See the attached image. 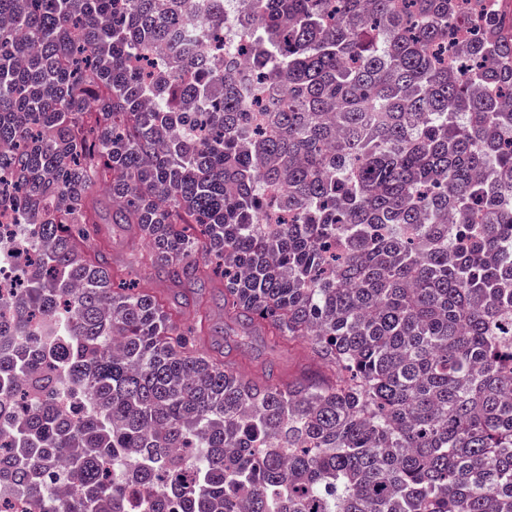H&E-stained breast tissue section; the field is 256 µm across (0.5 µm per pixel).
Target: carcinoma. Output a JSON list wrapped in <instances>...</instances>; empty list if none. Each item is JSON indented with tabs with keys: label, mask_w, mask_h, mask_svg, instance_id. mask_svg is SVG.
Listing matches in <instances>:
<instances>
[{
	"label": "carcinoma",
	"mask_w": 512,
	"mask_h": 512,
	"mask_svg": "<svg viewBox=\"0 0 512 512\" xmlns=\"http://www.w3.org/2000/svg\"><path fill=\"white\" fill-rule=\"evenodd\" d=\"M0 0V482L26 512H512L501 0ZM247 45L196 47L228 20ZM174 41L182 54H149ZM148 251L112 268L97 225ZM224 287L240 373L126 278ZM53 473L73 486L51 491ZM2 209V208H1ZM1 246L5 257L0 261V295L5 300L17 293L21 288L25 268L28 265L29 250L22 245L21 238L25 230L15 224L19 222L13 208L1 210ZM22 234V235H21ZM288 346L274 345L263 338L257 337L255 340L245 347L241 354L236 353L237 358L242 359V367L250 370L253 366L263 364H272L278 370L287 373L289 370H298L303 368L306 361L303 358L301 344L294 343V348Z\"/></svg>",
	"instance_id": "1"
}]
</instances>
